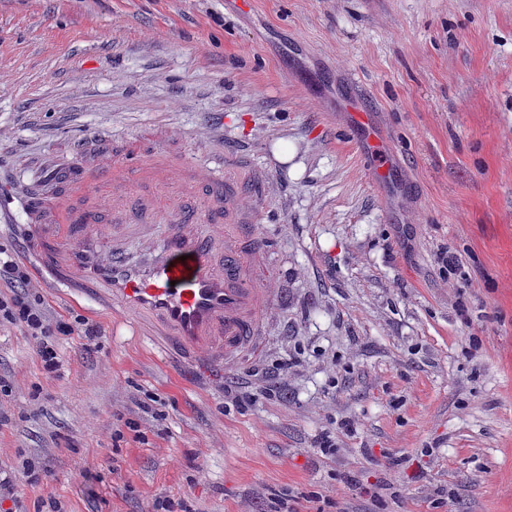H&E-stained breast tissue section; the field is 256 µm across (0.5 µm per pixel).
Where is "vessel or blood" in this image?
I'll list each match as a JSON object with an SVG mask.
<instances>
[{"mask_svg":"<svg viewBox=\"0 0 512 512\" xmlns=\"http://www.w3.org/2000/svg\"><path fill=\"white\" fill-rule=\"evenodd\" d=\"M237 169L188 164L162 144L112 157L69 181L53 223L24 225L33 240L24 257L53 287L119 307L135 328L199 371L232 370L260 351L258 301L270 293L257 273L268 253L252 231L260 213L240 212ZM177 170L191 199L170 209L160 190ZM144 181L156 191L134 202L167 224L161 238L147 224H110L96 201L101 190L125 192ZM132 240L140 244L135 258Z\"/></svg>","mask_w":512,"mask_h":512,"instance_id":"obj_1","label":"vessel or blood"}]
</instances>
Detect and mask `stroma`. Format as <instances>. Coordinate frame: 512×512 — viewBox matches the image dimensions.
<instances>
[{
	"label": "stroma",
	"instance_id": "stroma-1",
	"mask_svg": "<svg viewBox=\"0 0 512 512\" xmlns=\"http://www.w3.org/2000/svg\"><path fill=\"white\" fill-rule=\"evenodd\" d=\"M346 96L382 134L384 187ZM136 137L263 179L239 208H263L286 303L219 384L32 278L50 319L101 337L61 338L47 376L0 327L1 506L268 512L289 491L301 512H512V0H0V181L19 197ZM241 387L274 393L225 404Z\"/></svg>",
	"mask_w": 512,
	"mask_h": 512
}]
</instances>
